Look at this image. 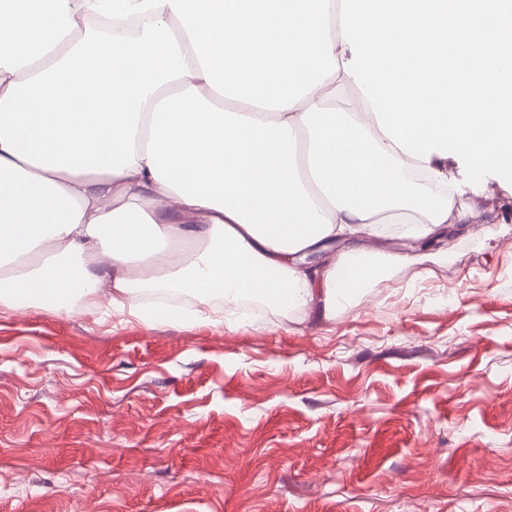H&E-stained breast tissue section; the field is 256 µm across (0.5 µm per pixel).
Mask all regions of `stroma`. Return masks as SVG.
<instances>
[{"mask_svg":"<svg viewBox=\"0 0 512 512\" xmlns=\"http://www.w3.org/2000/svg\"><path fill=\"white\" fill-rule=\"evenodd\" d=\"M355 304L229 328L0 303V512H512V184Z\"/></svg>","mask_w":512,"mask_h":512,"instance_id":"obj_1","label":"stroma"}]
</instances>
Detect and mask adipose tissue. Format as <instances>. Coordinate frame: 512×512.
<instances>
[{"label":"adipose tissue","instance_id":"adipose-tissue-1","mask_svg":"<svg viewBox=\"0 0 512 512\" xmlns=\"http://www.w3.org/2000/svg\"><path fill=\"white\" fill-rule=\"evenodd\" d=\"M121 13L135 36L82 35ZM341 0H0V297L186 323L240 301L347 309L479 211L383 134L344 71ZM145 291L192 299L146 301Z\"/></svg>","mask_w":512,"mask_h":512}]
</instances>
